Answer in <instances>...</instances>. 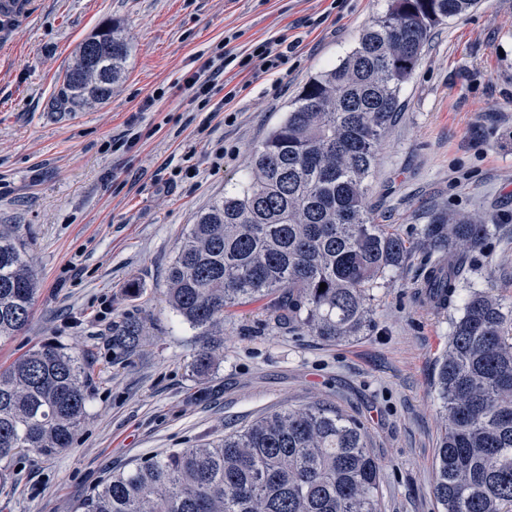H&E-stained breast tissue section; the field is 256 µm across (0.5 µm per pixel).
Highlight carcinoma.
<instances>
[{"mask_svg": "<svg viewBox=\"0 0 512 512\" xmlns=\"http://www.w3.org/2000/svg\"><path fill=\"white\" fill-rule=\"evenodd\" d=\"M474 0H390L338 65L310 79L292 111L252 153L251 179L201 211L168 274L171 308L199 330L192 367L224 355V310L270 300L282 324L326 342L363 335L371 291L401 268L411 244L375 224L365 181L401 109L400 90L433 31ZM129 45L103 24L79 46L59 98L74 111L110 98ZM437 253L423 287L439 308L487 251L491 225L437 217L425 228ZM326 284L320 288V284ZM36 284L22 226H0V340L29 321ZM135 319L112 326L128 356ZM87 375L57 340L0 370V486L23 450L53 456L88 419ZM433 388L442 419L432 493L440 512H512V305L475 290L452 320ZM381 466L364 424L318 403L275 410L213 441L135 464L84 500L80 512H382Z\"/></svg>", "mask_w": 512, "mask_h": 512, "instance_id": "1", "label": "carcinoma"}]
</instances>
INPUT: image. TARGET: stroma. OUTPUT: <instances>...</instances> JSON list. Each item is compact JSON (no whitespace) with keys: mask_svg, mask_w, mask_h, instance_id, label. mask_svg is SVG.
Returning <instances> with one entry per match:
<instances>
[{"mask_svg":"<svg viewBox=\"0 0 512 512\" xmlns=\"http://www.w3.org/2000/svg\"><path fill=\"white\" fill-rule=\"evenodd\" d=\"M35 3L0 40V225H22L37 280L28 326L0 341V367L55 339L91 370V395L72 448L13 458L0 512H76L112 472L316 402L364 422L381 465L382 512H438L432 384L452 313L418 287L430 251L422 230L441 215L495 225L471 285L512 302V0H478L437 27L400 92L403 110L383 137L367 201L375 223L396 225L416 247L374 289L369 330L329 343L256 305L234 307L224 314V358L204 378L190 366L198 332L167 303L183 237L200 211L246 184L253 149L389 0ZM104 21L130 44L124 79L105 102L58 111L76 47ZM280 35L297 44L285 69L227 68L225 80L240 89L230 104L219 90L198 109L176 85L197 56L247 53ZM219 142L216 172L207 153ZM188 161L195 177L176 176ZM127 318L141 322L145 339L117 359L112 326Z\"/></svg>","mask_w":512,"mask_h":512,"instance_id":"obj_1","label":"stroma"}]
</instances>
